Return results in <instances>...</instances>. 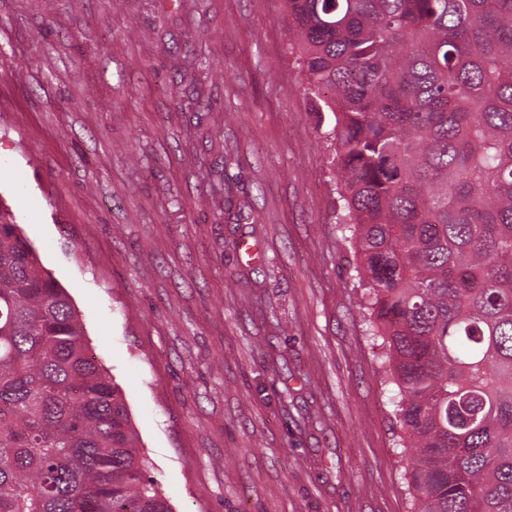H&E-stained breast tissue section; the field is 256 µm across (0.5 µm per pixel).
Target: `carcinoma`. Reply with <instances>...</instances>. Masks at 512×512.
<instances>
[{
	"mask_svg": "<svg viewBox=\"0 0 512 512\" xmlns=\"http://www.w3.org/2000/svg\"><path fill=\"white\" fill-rule=\"evenodd\" d=\"M281 2L418 512H512V0ZM138 441L0 210V512H172Z\"/></svg>",
	"mask_w": 512,
	"mask_h": 512,
	"instance_id": "cac0c4a2",
	"label": "carcinoma"
}]
</instances>
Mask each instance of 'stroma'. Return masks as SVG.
<instances>
[{
  "label": "stroma",
  "mask_w": 512,
  "mask_h": 512,
  "mask_svg": "<svg viewBox=\"0 0 512 512\" xmlns=\"http://www.w3.org/2000/svg\"><path fill=\"white\" fill-rule=\"evenodd\" d=\"M198 55L199 116L167 86ZM300 83L280 0H0V201L173 512H415Z\"/></svg>",
  "instance_id": "1"
}]
</instances>
